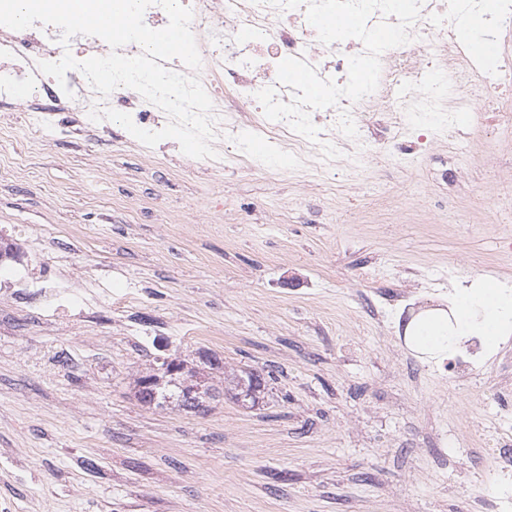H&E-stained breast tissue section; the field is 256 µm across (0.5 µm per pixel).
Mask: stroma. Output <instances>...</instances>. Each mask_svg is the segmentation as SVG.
I'll use <instances>...</instances> for the list:
<instances>
[{
  "instance_id": "1",
  "label": "stroma",
  "mask_w": 512,
  "mask_h": 512,
  "mask_svg": "<svg viewBox=\"0 0 512 512\" xmlns=\"http://www.w3.org/2000/svg\"><path fill=\"white\" fill-rule=\"evenodd\" d=\"M392 131L332 188L308 167L207 170L125 128L42 143L0 118V512H495L512 334L455 378L406 328L456 288L512 289V144ZM453 168V181L442 173ZM63 290L46 301L44 290ZM202 410L141 405L160 358ZM219 358V368L209 366ZM258 371L255 405L229 379Z\"/></svg>"
}]
</instances>
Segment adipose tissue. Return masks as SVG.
Returning a JSON list of instances; mask_svg holds the SVG:
<instances>
[{"mask_svg":"<svg viewBox=\"0 0 512 512\" xmlns=\"http://www.w3.org/2000/svg\"><path fill=\"white\" fill-rule=\"evenodd\" d=\"M511 331L512 291L485 286L460 292L454 319L432 315L418 322L412 339L417 349L444 357L463 339L478 336L491 347Z\"/></svg>","mask_w":512,"mask_h":512,"instance_id":"1","label":"adipose tissue"}]
</instances>
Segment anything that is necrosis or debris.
<instances>
[{"instance_id":"necrosis-or-debris-1","label":"necrosis or debris","mask_w":512,"mask_h":512,"mask_svg":"<svg viewBox=\"0 0 512 512\" xmlns=\"http://www.w3.org/2000/svg\"><path fill=\"white\" fill-rule=\"evenodd\" d=\"M473 26L478 35L494 39L512 32V0H496L494 12L480 10V0H470ZM193 12L190 27L196 38L202 65L198 77L211 98L217 124V145L223 156L209 159L213 169L233 163L250 168L274 165L277 154H285L319 170L358 165L372 150L359 136L366 111L381 103L399 128L416 120L430 132L448 130L452 159L466 157L464 134L446 125V101L472 104L471 79H479L493 112V126L501 140L512 139V48L504 47L497 65L487 66L471 59L453 29L457 0H423L420 15L412 25V42L385 51L380 57L381 73L377 90L358 102L341 99L337 106L310 112L319 130L318 143L294 132L284 121L268 120L255 94L273 86L277 97L290 101L292 87L277 83V66L285 58L307 61L324 79L345 84L351 56L363 53L362 43L349 38L329 45L318 40L316 29L306 18V0H182ZM249 28L252 37L240 45L238 31ZM60 29L34 24L24 30L0 26V108H11L12 89L23 82L34 87L39 100L29 104L31 126L46 141L63 131L47 101L63 105L65 111L81 115L84 132L108 129V121H93V106L132 112L136 123L148 131L160 130L158 108L137 91L120 87L108 97H99L84 75L68 71L65 84L40 72L43 61L60 60L64 53L84 59L89 50L100 56L111 52L101 38L73 37L61 45ZM266 141L275 145L276 155L255 154L252 145ZM334 144L342 153L337 161L323 158L320 146Z\"/></svg>"}]
</instances>
